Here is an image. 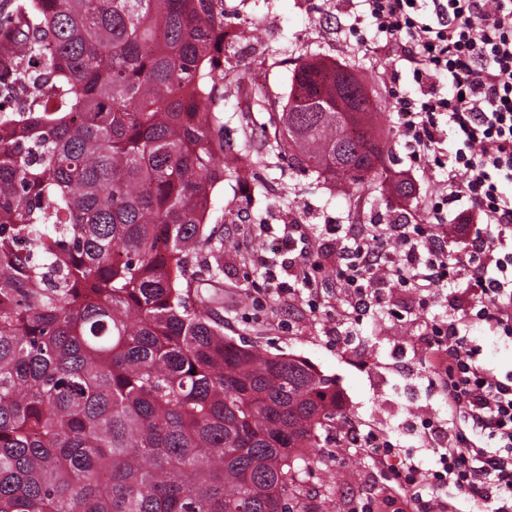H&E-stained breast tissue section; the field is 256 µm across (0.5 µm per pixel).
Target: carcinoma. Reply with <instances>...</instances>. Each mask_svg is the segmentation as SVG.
Listing matches in <instances>:
<instances>
[{
	"label": "carcinoma",
	"mask_w": 512,
	"mask_h": 512,
	"mask_svg": "<svg viewBox=\"0 0 512 512\" xmlns=\"http://www.w3.org/2000/svg\"><path fill=\"white\" fill-rule=\"evenodd\" d=\"M224 0H19L0 19V512H294L335 384L224 335L215 186L279 158L363 188L378 115L294 65L224 144Z\"/></svg>",
	"instance_id": "carcinoma-1"
}]
</instances>
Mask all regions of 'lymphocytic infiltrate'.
Segmentation results:
<instances>
[{"label":"lymphocytic infiltrate","instance_id":"obj_1","mask_svg":"<svg viewBox=\"0 0 512 512\" xmlns=\"http://www.w3.org/2000/svg\"><path fill=\"white\" fill-rule=\"evenodd\" d=\"M355 22L375 31L374 54L409 71L413 91L399 97L395 124L417 154L444 160V194L422 223L390 224L397 260L383 259L379 236L346 235L350 262L339 277L348 305H370L373 288L389 277L420 288L464 278L475 319L512 334V0H357ZM454 211L455 232L467 240L464 257L447 255L430 225ZM428 362L450 417L485 430L486 441L449 428L438 463L422 475L413 457L371 435L367 452L393 483L403 512H448L456 496L490 512H512V374L498 377L480 364L455 321L432 323ZM431 496L423 498L420 488Z\"/></svg>","mask_w":512,"mask_h":512}]
</instances>
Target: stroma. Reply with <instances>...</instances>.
I'll return each instance as SVG.
<instances>
[{
  "instance_id": "stroma-1",
  "label": "stroma",
  "mask_w": 512,
  "mask_h": 512,
  "mask_svg": "<svg viewBox=\"0 0 512 512\" xmlns=\"http://www.w3.org/2000/svg\"><path fill=\"white\" fill-rule=\"evenodd\" d=\"M228 19L243 31L224 61V136L242 143L246 130L242 101L259 83L273 109L287 102L293 71L284 58L317 53L351 66L384 112L381 134L390 153L384 167L411 182L409 198L382 193L379 181L348 193L311 172L287 163L255 168L261 186L245 203L244 185L227 180L212 193L208 224L224 237V333L272 355L309 361L336 382L339 409L361 434L380 433L399 445L422 469L435 467L437 443L423 429L425 421L449 419L443 392L428 367L426 339L433 318L456 319L466 330L468 347L498 376L512 372V337L483 322L466 318L468 298L460 285L429 289L428 305L417 290L399 284L380 288L382 301L369 311L343 317L345 290L336 260L344 238L336 225L358 214L362 224L419 223L425 207L443 192L427 158H415L394 124L396 97L412 90V77L383 80V61L363 54L372 34L359 28L336 34V0H224ZM316 272L320 290L303 287V277ZM290 285L292 294L269 293L263 306L254 302L257 289H267L269 275ZM325 459L308 465L304 494L308 512L329 502L335 512H353L363 503H379L383 485L371 458L345 438L326 444ZM336 471L337 483L328 480Z\"/></svg>"
}]
</instances>
